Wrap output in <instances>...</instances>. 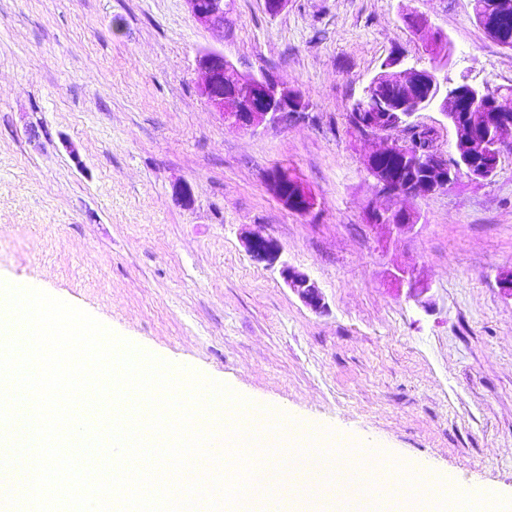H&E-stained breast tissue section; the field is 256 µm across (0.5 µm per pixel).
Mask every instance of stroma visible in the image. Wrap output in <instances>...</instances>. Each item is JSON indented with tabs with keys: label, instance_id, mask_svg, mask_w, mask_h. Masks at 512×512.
Returning a JSON list of instances; mask_svg holds the SVG:
<instances>
[{
	"label": "stroma",
	"instance_id": "1",
	"mask_svg": "<svg viewBox=\"0 0 512 512\" xmlns=\"http://www.w3.org/2000/svg\"><path fill=\"white\" fill-rule=\"evenodd\" d=\"M436 32L449 80L512 86V50L472 0H288L274 16L234 0L221 35L184 0H0V280L452 487L512 495V301L496 282L512 271V154L490 180L411 201L415 230L389 237L365 217L396 204L366 168L376 141L348 122L389 57L429 64ZM207 48L297 90L308 118L225 124L198 92ZM278 165L314 193L311 215L268 190ZM254 229L280 263L251 258ZM285 265L316 283L322 311L288 288ZM404 267L429 285L426 305L398 288Z\"/></svg>",
	"mask_w": 512,
	"mask_h": 512
}]
</instances>
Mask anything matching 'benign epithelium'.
<instances>
[{
	"mask_svg": "<svg viewBox=\"0 0 512 512\" xmlns=\"http://www.w3.org/2000/svg\"><path fill=\"white\" fill-rule=\"evenodd\" d=\"M194 19L206 28L224 32L231 0H185ZM448 57L433 61L430 68L410 66L401 56L389 58L382 71L374 76L362 89L359 103L371 99L381 100L376 94L380 77H385L399 90L398 104L393 110L380 107L377 112L354 113L353 127L363 137H381L384 143L373 151L366 160L369 174L374 179L379 192L389 197L407 199L426 198L445 192L454 184L456 170L448 166V155L437 145L428 149L413 150L402 131L421 132L424 127L415 124L412 117L427 108H436L455 131V153L458 166L474 182L492 178L498 165L478 166L467 147L473 144L474 132L483 134L484 146L493 150L499 145L512 141V117L502 115L489 127L482 106L488 103L497 91L491 87L479 88L467 80L445 86L438 73L447 66ZM200 74L199 91L207 105L219 113L224 122L237 128L255 132L269 125H286L298 119L306 109L298 105L300 95L288 88L274 76L244 74L224 57V52L209 48L199 52L196 60ZM467 99L469 112L462 121L456 120L457 110L462 99ZM380 157L400 159L422 174L410 178L400 190L389 183L386 174L376 165ZM288 168L275 166L266 175L269 191L288 210L301 215H309L316 208V198L302 180H297V192L306 199L299 207L288 202ZM407 208H382L373 206L367 212L371 228L384 229L389 233H405L414 229L408 221ZM247 252L256 261L276 262L281 255L280 245L272 238L252 230L246 237ZM281 275L284 282L301 301L313 310L322 308V294L316 284L304 273L283 265ZM400 285L408 288V298L418 302L429 290L421 282L415 269H401L394 275Z\"/></svg>",
	"mask_w": 512,
	"mask_h": 512,
	"instance_id": "1",
	"label": "benign epithelium"
}]
</instances>
